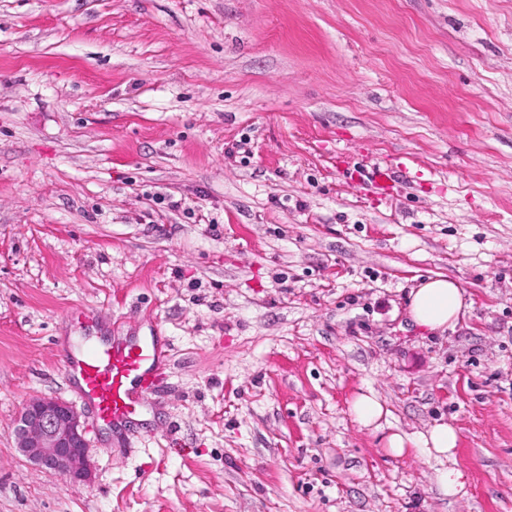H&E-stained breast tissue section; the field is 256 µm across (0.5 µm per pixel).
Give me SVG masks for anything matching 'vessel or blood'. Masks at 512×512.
I'll use <instances>...</instances> for the list:
<instances>
[{"instance_id":"obj_1","label":"vessel or blood","mask_w":512,"mask_h":512,"mask_svg":"<svg viewBox=\"0 0 512 512\" xmlns=\"http://www.w3.org/2000/svg\"><path fill=\"white\" fill-rule=\"evenodd\" d=\"M168 366L161 337L84 338L66 352L63 368L96 425L121 427L143 414L151 388Z\"/></svg>"}]
</instances>
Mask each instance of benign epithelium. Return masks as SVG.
<instances>
[{
    "instance_id": "7a95c632",
    "label": "benign epithelium",
    "mask_w": 512,
    "mask_h": 512,
    "mask_svg": "<svg viewBox=\"0 0 512 512\" xmlns=\"http://www.w3.org/2000/svg\"><path fill=\"white\" fill-rule=\"evenodd\" d=\"M16 448L34 466L69 481H85L90 466L79 414L67 402L36 397L24 404L14 423Z\"/></svg>"
}]
</instances>
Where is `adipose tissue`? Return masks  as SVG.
Returning a JSON list of instances; mask_svg holds the SVG:
<instances>
[{
    "instance_id": "adipose-tissue-1",
    "label": "adipose tissue",
    "mask_w": 512,
    "mask_h": 512,
    "mask_svg": "<svg viewBox=\"0 0 512 512\" xmlns=\"http://www.w3.org/2000/svg\"><path fill=\"white\" fill-rule=\"evenodd\" d=\"M464 307L459 282L444 276L424 280L409 293L410 317L415 324L431 331H442L454 325ZM457 445V430L446 422L433 425L427 433L416 438L393 433L386 441L392 455L400 456L406 449L415 448L438 460L453 458Z\"/></svg>"
}]
</instances>
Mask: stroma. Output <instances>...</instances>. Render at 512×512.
Returning <instances> with one entry per match:
<instances>
[{"instance_id":"obj_1","label":"stroma","mask_w":512,"mask_h":512,"mask_svg":"<svg viewBox=\"0 0 512 512\" xmlns=\"http://www.w3.org/2000/svg\"><path fill=\"white\" fill-rule=\"evenodd\" d=\"M155 323L90 480L17 452L70 338ZM440 421L448 463L389 453ZM0 512H512V0H0ZM459 282L444 276L422 281L409 293V315L418 326L444 331L454 325L465 304ZM349 412L354 421L361 427L377 426L384 414V408L373 392L357 394L349 404Z\"/></svg>"}]
</instances>
